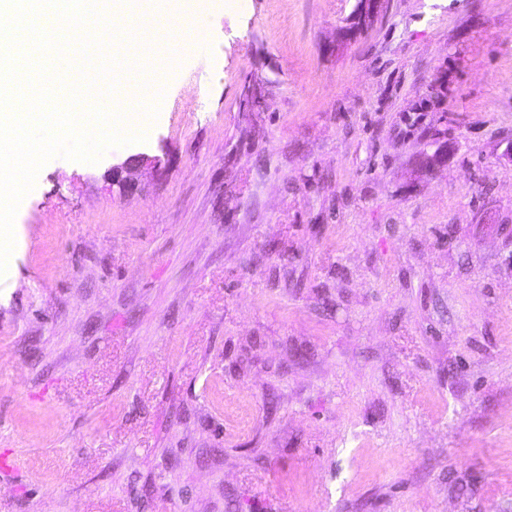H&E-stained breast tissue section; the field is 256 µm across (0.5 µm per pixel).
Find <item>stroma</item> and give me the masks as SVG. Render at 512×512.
I'll return each mask as SVG.
<instances>
[{"label":"stroma","instance_id":"35a3bbf8","mask_svg":"<svg viewBox=\"0 0 512 512\" xmlns=\"http://www.w3.org/2000/svg\"><path fill=\"white\" fill-rule=\"evenodd\" d=\"M356 7L218 0L145 141L40 169L0 512H512V0ZM386 2V0H359L348 29L357 31L368 27L383 12ZM144 158L142 156H130L121 165L112 167V175L114 182H117L121 193H130L135 188L134 172L136 167ZM125 172L126 176L122 177V173Z\"/></svg>","mask_w":512,"mask_h":512}]
</instances>
